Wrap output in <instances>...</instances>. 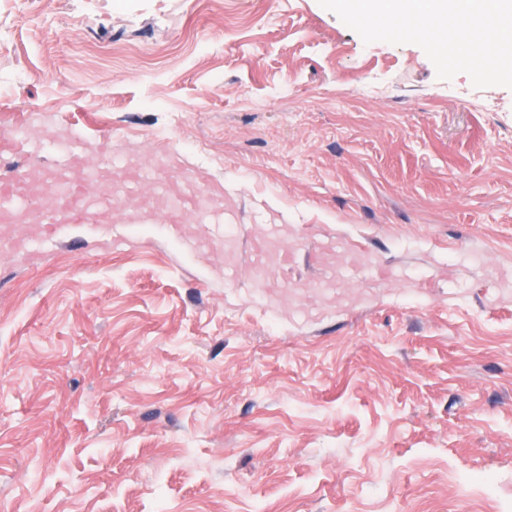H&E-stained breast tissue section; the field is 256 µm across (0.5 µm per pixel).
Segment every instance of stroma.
Masks as SVG:
<instances>
[{
  "mask_svg": "<svg viewBox=\"0 0 512 512\" xmlns=\"http://www.w3.org/2000/svg\"><path fill=\"white\" fill-rule=\"evenodd\" d=\"M81 128L237 211L0 251V512H512V89L317 0H0V131ZM335 241L348 304L254 280ZM288 246V244H282L280 241L276 239H269L265 241L263 245L264 261L254 268L253 271L255 278L265 279L269 267L268 262H279L281 257L283 255H286Z\"/></svg>",
  "mask_w": 512,
  "mask_h": 512,
  "instance_id": "1",
  "label": "stroma"
}]
</instances>
